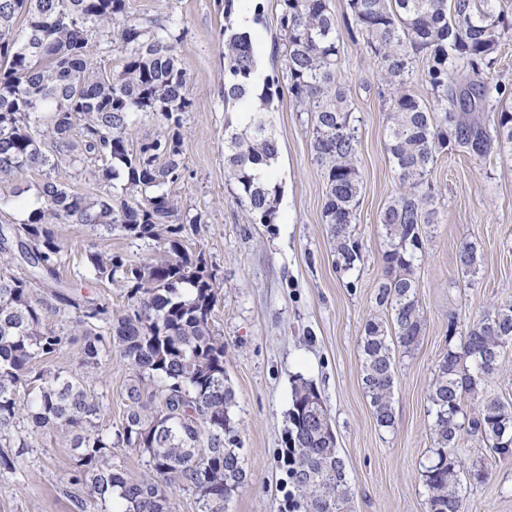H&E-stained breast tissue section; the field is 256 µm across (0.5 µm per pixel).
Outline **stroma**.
Instances as JSON below:
<instances>
[{
	"mask_svg": "<svg viewBox=\"0 0 512 512\" xmlns=\"http://www.w3.org/2000/svg\"><path fill=\"white\" fill-rule=\"evenodd\" d=\"M259 3L263 18L251 39L260 69L272 76L282 59L276 8L274 0ZM347 3L329 0L344 25L340 72L355 108L363 185L354 227L362 262L350 274L336 268L322 216L325 178L311 155L312 128L289 95L275 101L272 114L282 187L275 222L250 223L233 197L224 173V130L234 125L237 108L224 102V32L235 26L240 0H131L137 15L181 24L176 53L191 105L182 115L186 168L169 191L181 212L201 214L184 244L191 257H204L220 284L212 327L224 338L236 444L248 475L229 512H304L292 500L281 461L292 389L300 379L317 387L329 412L346 465L349 512H428L423 471L434 446L428 395L436 366L470 324L512 303V161L448 146L429 176L438 221L428 226L424 257L414 269L424 331L415 349L395 353V424L377 426L362 388L360 341L366 320L386 314L376 303L385 249L378 218L399 182L386 151L388 112L377 66L361 36L345 28ZM55 232L68 249L65 276L81 268L89 250L109 249L136 263L149 255L143 243L118 231L99 237L77 224H59ZM467 243L482 256L470 282L457 265ZM87 376L90 395L103 404L102 424L119 428L130 379L124 358L113 354ZM459 448L467 465L490 472L486 481L463 483L465 512H512V455L491 454L470 436ZM76 463L63 434L38 437L23 472L0 477V512H101L97 498L70 483Z\"/></svg>",
	"mask_w": 512,
	"mask_h": 512,
	"instance_id": "obj_1",
	"label": "stroma"
}]
</instances>
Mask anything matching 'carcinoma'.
<instances>
[{
	"instance_id": "obj_1",
	"label": "carcinoma",
	"mask_w": 512,
	"mask_h": 512,
	"mask_svg": "<svg viewBox=\"0 0 512 512\" xmlns=\"http://www.w3.org/2000/svg\"><path fill=\"white\" fill-rule=\"evenodd\" d=\"M276 2L282 76L265 81L258 101L249 97L256 69L251 40L224 37V101L242 105L246 119L225 134V173L252 223H274L281 185L272 166L280 145L266 115L288 89L312 125L336 268L351 273L362 258L353 233L362 181L353 109L339 72V21L328 0ZM348 8L389 90L387 152L403 187L380 214L386 250L377 303L388 320L367 321L360 343L363 389L377 425L391 428L392 345L412 350L424 326L413 269L423 257L420 226L438 214L431 169L450 140L478 158L512 157V84L487 80L498 48L512 38V18L501 0H348ZM60 13L68 19L55 20ZM178 25L170 17L135 16L130 0H0V184L23 170L44 176L39 206L27 220L0 224V476L22 469L30 436L66 433L77 451L70 481L96 494L103 512H172L177 490L193 496L197 512H228L247 479L232 447L235 394L224 378V339L211 327L218 286L206 262L191 258L183 244L186 225L201 217L181 216L168 192L184 170L182 114L190 105L174 46ZM96 35L124 52L110 77L91 63ZM419 58L436 109L406 91ZM145 116L165 132L136 145L135 127ZM71 171L104 185L118 181L120 192L79 194L61 177ZM58 223L119 231L153 255L133 264L110 250L91 251L65 281ZM479 262L476 247L463 245L461 274L477 273ZM91 279L125 290L123 315L112 317L109 304L79 292L78 282ZM48 313L67 326L45 325ZM74 336L84 337L83 368L99 367L114 350L127 360L129 404L115 432L102 428L84 376L40 366ZM509 346L512 304L470 325L438 364L429 393L436 448L424 471L428 512H464L461 476L489 478L462 463V434L501 457L512 455V403L485 398L474 411L465 403L498 373ZM146 381L160 399L157 410L142 391ZM315 391L306 380L293 388L288 480L305 512H345L347 471L329 418L303 414ZM114 448L146 456L150 476L135 481L112 466Z\"/></svg>"
}]
</instances>
